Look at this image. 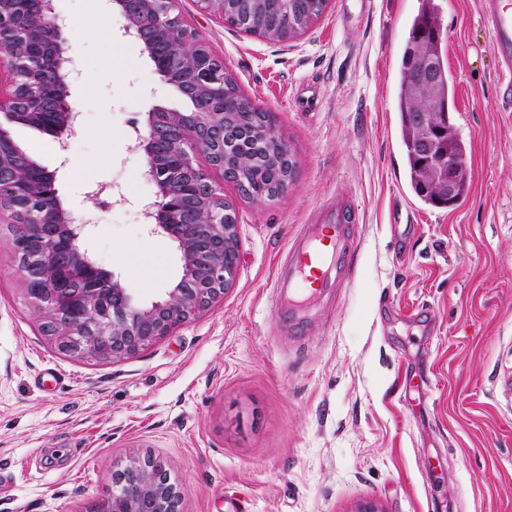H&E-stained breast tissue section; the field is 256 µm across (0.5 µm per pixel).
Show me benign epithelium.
I'll use <instances>...</instances> for the list:
<instances>
[{
    "label": "benign epithelium",
    "instance_id": "benign-epithelium-1",
    "mask_svg": "<svg viewBox=\"0 0 512 512\" xmlns=\"http://www.w3.org/2000/svg\"><path fill=\"white\" fill-rule=\"evenodd\" d=\"M161 1L174 2L108 0L124 20V34L142 44L156 71L187 104L185 110L157 107L147 113L145 129L134 127L145 157L144 176L157 187L156 199L144 206L142 215L153 232L176 242L180 252L182 276L161 298L140 300L97 264L80 243L86 223L76 222L62 203L57 172L22 151L0 123V183L14 180L21 165L27 184L7 196L0 192V223L9 230L15 268L38 328L66 356L133 357L224 297L238 269L240 245L235 209L209 171L219 172L254 202L279 197L296 175L293 154L276 133L271 113L252 102L244 112L207 103L210 85L228 76L224 61L174 12L154 21L153 6ZM198 2L202 11L221 19L236 13L244 31L259 29L251 0ZM64 29L54 0H0V63L8 67V78L0 80V117L25 124L35 114H50L43 129L62 151L80 118L69 101ZM163 41L174 49L175 59L186 53L193 57L186 77L172 78L163 65ZM256 125L288 160L280 183L263 195L254 193L245 179L262 159L241 151ZM465 167V158L448 157V166L439 163L434 169L436 183L453 191V178ZM107 480V496L86 512H179L180 492L160 457L117 462Z\"/></svg>",
    "mask_w": 512,
    "mask_h": 512
}]
</instances>
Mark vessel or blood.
Returning <instances> with one entry per match:
<instances>
[{
  "label": "vessel or blood",
  "instance_id": "b4317fda",
  "mask_svg": "<svg viewBox=\"0 0 512 512\" xmlns=\"http://www.w3.org/2000/svg\"><path fill=\"white\" fill-rule=\"evenodd\" d=\"M481 4L501 66L512 73V11L505 9L501 0H481ZM353 220L350 206L340 201L325 223L303 228L288 252L287 266L277 272V286L288 292L280 316L295 318L303 303L315 299L320 288L331 282L333 271L341 268L354 250L345 233Z\"/></svg>",
  "mask_w": 512,
  "mask_h": 512
}]
</instances>
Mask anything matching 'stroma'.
<instances>
[{"label":"stroma","mask_w":512,"mask_h":512,"mask_svg":"<svg viewBox=\"0 0 512 512\" xmlns=\"http://www.w3.org/2000/svg\"><path fill=\"white\" fill-rule=\"evenodd\" d=\"M455 84L452 123L470 192L434 208L411 192L399 138L398 61L418 0H329L300 37L248 35L177 0L176 13L273 112L297 165L288 190L236 209L240 264L223 300L140 354L60 355L37 331L0 236V512H85L113 463L164 458L181 512H512V102L478 0H439ZM98 37L65 33L70 100L87 135L59 153L9 125L57 172L65 207L106 186L88 234L102 268L138 298L181 275L175 242L140 214L157 188L133 128L154 106L184 109L111 5ZM353 204L355 254L290 323L275 276L306 224Z\"/></svg>","instance_id":"35a3bbf8"}]
</instances>
